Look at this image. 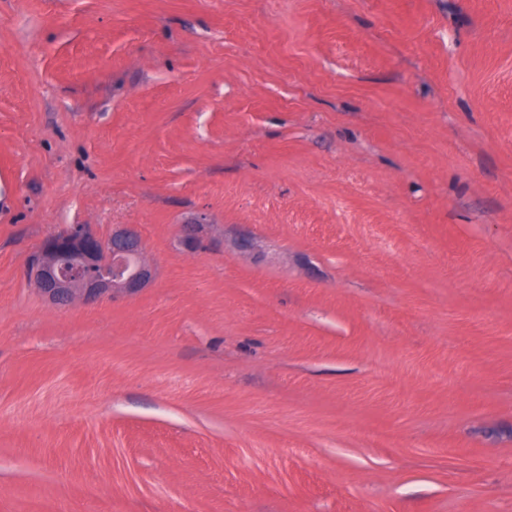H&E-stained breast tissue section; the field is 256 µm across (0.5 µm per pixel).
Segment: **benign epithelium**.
I'll return each mask as SVG.
<instances>
[{"instance_id": "benign-epithelium-1", "label": "benign epithelium", "mask_w": 512, "mask_h": 512, "mask_svg": "<svg viewBox=\"0 0 512 512\" xmlns=\"http://www.w3.org/2000/svg\"><path fill=\"white\" fill-rule=\"evenodd\" d=\"M26 275L48 304L65 308L78 299L136 296L152 284L155 268L133 226L115 225L103 238L87 224H72L43 241L28 261Z\"/></svg>"}]
</instances>
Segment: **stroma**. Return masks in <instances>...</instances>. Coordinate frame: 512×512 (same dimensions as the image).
Segmentation results:
<instances>
[{
    "label": "stroma",
    "mask_w": 512,
    "mask_h": 512,
    "mask_svg": "<svg viewBox=\"0 0 512 512\" xmlns=\"http://www.w3.org/2000/svg\"><path fill=\"white\" fill-rule=\"evenodd\" d=\"M73 224L151 287L47 305ZM66 501L512 512V0H0V512Z\"/></svg>",
    "instance_id": "stroma-1"
}]
</instances>
